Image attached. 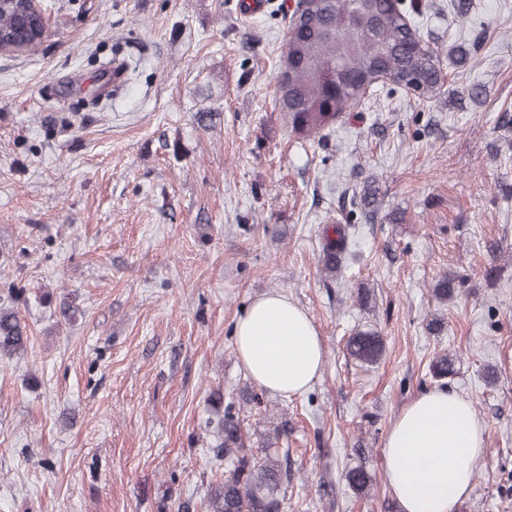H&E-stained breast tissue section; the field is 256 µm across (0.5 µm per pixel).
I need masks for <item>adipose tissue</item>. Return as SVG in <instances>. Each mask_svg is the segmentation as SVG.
Returning <instances> with one entry per match:
<instances>
[{"label":"adipose tissue","mask_w":512,"mask_h":512,"mask_svg":"<svg viewBox=\"0 0 512 512\" xmlns=\"http://www.w3.org/2000/svg\"><path fill=\"white\" fill-rule=\"evenodd\" d=\"M239 361L261 388L308 390L325 360L309 314L279 293L256 298L235 323ZM471 402L445 387L419 394L394 419L384 442L386 479L401 512H457L485 452Z\"/></svg>","instance_id":"obj_1"}]
</instances>
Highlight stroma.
Returning a JSON list of instances; mask_svg holds the SVG:
<instances>
[{
  "instance_id": "obj_1",
  "label": "stroma",
  "mask_w": 512,
  "mask_h": 512,
  "mask_svg": "<svg viewBox=\"0 0 512 512\" xmlns=\"http://www.w3.org/2000/svg\"><path fill=\"white\" fill-rule=\"evenodd\" d=\"M46 2L44 41L0 53V284L25 288L29 335L0 362V512H205L206 423L248 392L254 444L290 421L285 512H399L383 442L443 352L487 441L459 512H512V0L463 19L419 0L442 95L377 87L312 140L275 105L293 0ZM333 221L357 235L334 280ZM447 273L464 286L442 303ZM271 291L326 350L297 396L236 358L237 315ZM359 330L377 362L347 354ZM352 224H326L321 229L319 238L323 270L336 277L341 269L342 259L349 250L350 229ZM382 340L375 331L359 330L346 342L348 354L363 362L372 363L382 352Z\"/></svg>"
}]
</instances>
